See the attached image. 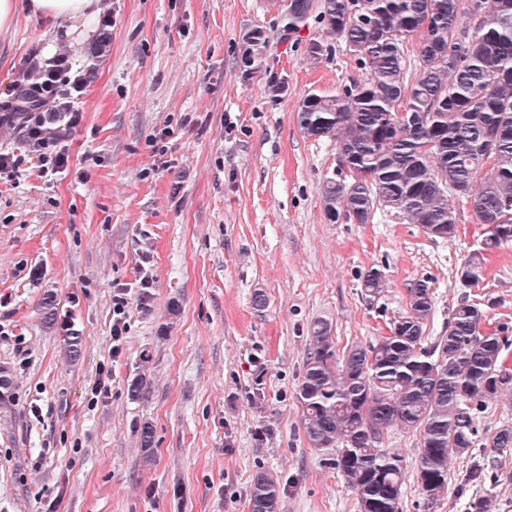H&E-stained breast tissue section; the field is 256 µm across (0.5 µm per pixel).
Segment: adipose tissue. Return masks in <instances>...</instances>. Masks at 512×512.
<instances>
[{
	"mask_svg": "<svg viewBox=\"0 0 512 512\" xmlns=\"http://www.w3.org/2000/svg\"><path fill=\"white\" fill-rule=\"evenodd\" d=\"M47 18L58 32H89L94 18L93 0H0V30H13L21 16Z\"/></svg>",
	"mask_w": 512,
	"mask_h": 512,
	"instance_id": "1",
	"label": "adipose tissue"
}]
</instances>
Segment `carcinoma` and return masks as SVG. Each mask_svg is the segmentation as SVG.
<instances>
[{
	"instance_id": "1",
	"label": "carcinoma",
	"mask_w": 512,
	"mask_h": 512,
	"mask_svg": "<svg viewBox=\"0 0 512 512\" xmlns=\"http://www.w3.org/2000/svg\"><path fill=\"white\" fill-rule=\"evenodd\" d=\"M316 8L359 72L334 94H307L297 112L305 135L336 145L341 177L323 188L328 220L368 224L393 212L445 240L457 232L453 204L469 203L484 232L460 279L477 284L485 254L512 242V0H288L283 31L304 26ZM265 42L261 31L247 35L245 63ZM387 287L381 269L364 273L367 295ZM433 309L429 281L419 280L408 312L368 344L339 350L327 323L312 325L296 392L302 428L311 447L336 449L332 465L360 512H402L406 468L385 447L393 429L420 437L416 478L429 510L448 486L450 459L472 454L489 403L512 390V344L504 328H486L481 304L461 298L445 334L427 343ZM41 310L54 326L53 293ZM81 343L75 333L64 337L66 361L79 359ZM140 441L148 461V422ZM483 447L511 448L512 425ZM279 501V479L256 472L250 512H278Z\"/></svg>"
}]
</instances>
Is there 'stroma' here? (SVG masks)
Listing matches in <instances>:
<instances>
[{
	"mask_svg": "<svg viewBox=\"0 0 512 512\" xmlns=\"http://www.w3.org/2000/svg\"><path fill=\"white\" fill-rule=\"evenodd\" d=\"M52 28L23 18L0 36V93L22 82ZM253 30L266 44L248 68ZM57 48L92 70L63 167L42 166L24 127L0 128V152L22 159L0 177V365L14 380L0 405V512H249L259 470L280 480L279 512H359L327 463L333 450L312 448L300 424L312 323H329L340 347L373 341L426 279L428 336L464 296L490 327L512 329V243L467 287L459 272L482 239L472 207L448 240L390 212L328 221L336 146L306 136L296 115L306 94L335 93L353 70L319 15L287 34L271 0H98L92 34ZM373 266L388 280L376 298L362 287ZM120 286L129 307L116 342ZM48 292L82 338L76 364L62 360L64 329L43 324ZM105 371L110 390L93 397ZM139 373L148 395L135 401L127 382ZM491 459L492 484L472 480L468 458L451 460L433 512H466L474 494L487 512H512V448Z\"/></svg>",
	"mask_w": 512,
	"mask_h": 512,
	"instance_id": "stroma-1",
	"label": "stroma"
}]
</instances>
